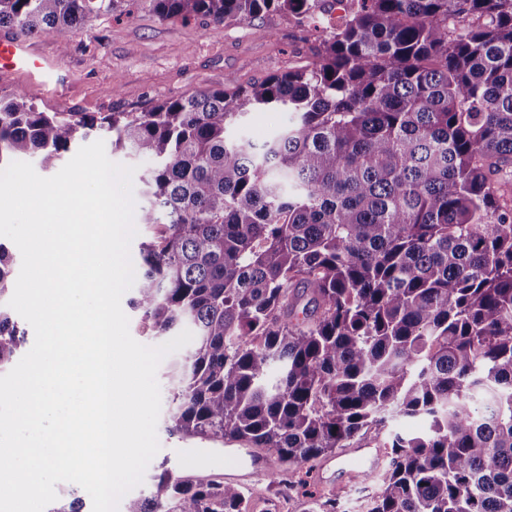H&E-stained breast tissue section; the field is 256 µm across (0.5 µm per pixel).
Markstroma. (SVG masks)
<instances>
[{
  "label": "stroma",
  "mask_w": 512,
  "mask_h": 512,
  "mask_svg": "<svg viewBox=\"0 0 512 512\" xmlns=\"http://www.w3.org/2000/svg\"><path fill=\"white\" fill-rule=\"evenodd\" d=\"M317 24H300L288 15L269 13L251 23L208 19L184 22L159 17L149 7L131 15H102L77 31L67 47L48 35L27 43L56 58L67 76L62 90L31 87L21 73L0 76V95L18 88L47 112H141L171 97L220 89L225 79L248 85L266 76L308 64L319 42ZM292 113L261 110L249 113L233 136L263 144L285 131ZM184 356H166L157 371L161 410L157 423L160 449L131 497L150 495L163 469L209 479L224 477V449L198 440L169 435L175 406L171 370ZM270 477L247 487L249 512H307L311 499L329 491L315 479L311 465L285 464L269 458Z\"/></svg>",
  "instance_id": "1"
}]
</instances>
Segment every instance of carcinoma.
Instances as JSON below:
<instances>
[{
	"instance_id": "cac0c4a2",
	"label": "carcinoma",
	"mask_w": 512,
	"mask_h": 512,
	"mask_svg": "<svg viewBox=\"0 0 512 512\" xmlns=\"http://www.w3.org/2000/svg\"><path fill=\"white\" fill-rule=\"evenodd\" d=\"M317 0H0V26L63 48L92 18L314 16ZM302 68L144 112L0 97V166L52 169L86 130L152 161L131 306L195 347L171 429L289 464L392 449L369 512H512V0H351ZM295 123L256 145L253 110ZM25 332L0 306V366ZM427 422L417 435L398 419ZM237 486L174 473L126 512H247Z\"/></svg>"
}]
</instances>
